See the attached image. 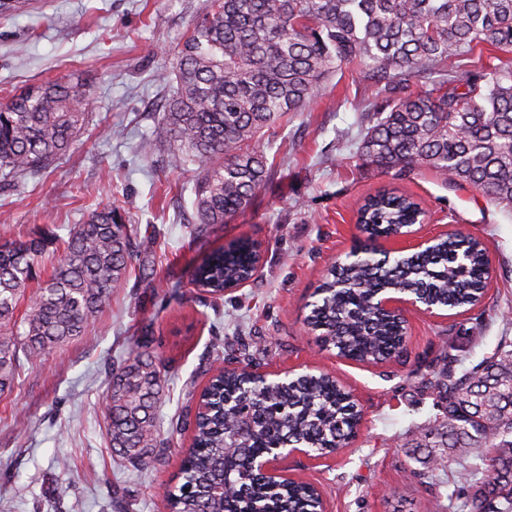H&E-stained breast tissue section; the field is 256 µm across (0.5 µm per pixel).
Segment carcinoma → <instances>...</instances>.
Returning a JSON list of instances; mask_svg holds the SVG:
<instances>
[{"mask_svg": "<svg viewBox=\"0 0 512 512\" xmlns=\"http://www.w3.org/2000/svg\"><path fill=\"white\" fill-rule=\"evenodd\" d=\"M512 49V0H207L172 66V93L149 152L169 146L173 163L198 167L195 210L201 224L245 211L265 181V131L309 106L342 66L357 63L384 102L361 153L385 170L430 167L512 207V67L488 65L450 79L440 65L479 44ZM433 84L414 93L411 85ZM75 78L34 85L0 100V179L53 165L76 141L89 101ZM419 204L383 191L368 198L359 222L368 237L416 223ZM52 240L0 246V395L23 362L84 334L109 307L112 289L140 247L119 210L91 211L74 225L50 276L26 295ZM255 245L236 240L199 267L193 284L214 296L250 278ZM486 248L450 232L423 258L383 264L372 255L328 270L305 321L348 359L400 354L403 320L374 306L371 289L420 294L439 309L483 297ZM23 313H18L22 302ZM165 375L138 354L112 370L103 397L111 448L131 464L156 447V404ZM440 428L424 448H464L454 459L448 508L512 512V350L456 375L438 373ZM360 419L336 380L310 374L270 389L226 369L200 394L182 483L168 492L170 512H309L319 499L304 482L272 486L247 467L264 445L342 448Z\"/></svg>", "mask_w": 512, "mask_h": 512, "instance_id": "obj_1", "label": "carcinoma"}]
</instances>
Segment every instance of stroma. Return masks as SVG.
Listing matches in <instances>:
<instances>
[{"label":"stroma","mask_w":512,"mask_h":512,"mask_svg":"<svg viewBox=\"0 0 512 512\" xmlns=\"http://www.w3.org/2000/svg\"><path fill=\"white\" fill-rule=\"evenodd\" d=\"M205 0H34L0 18V99L79 75L92 87L81 134L51 168L0 182V245L47 233L67 238L89 212L117 206L148 259H134L112 304L83 336L24 367L0 395V512H169L192 439L196 396L221 367L332 374L356 396L354 441L279 470L319 490L326 512H448L447 484L421 485L432 451L412 441L442 415L436 374L472 369L512 350V210L473 187L419 168L386 171L360 142L374 89L354 66L328 80L306 111L270 129L268 174L252 205L225 224L198 223L196 171L166 148L140 150L163 118L169 71ZM392 188L424 208L422 233L459 231L489 251L492 278L469 310L404 308L402 356L360 364L324 348L304 323L328 266L363 240L357 210ZM262 251L254 276L223 299L192 285L197 265L233 240ZM147 350L166 376L159 437L132 465L111 450L102 398L109 372ZM68 459L62 468L60 459Z\"/></svg>","instance_id":"stroma-1"}]
</instances>
